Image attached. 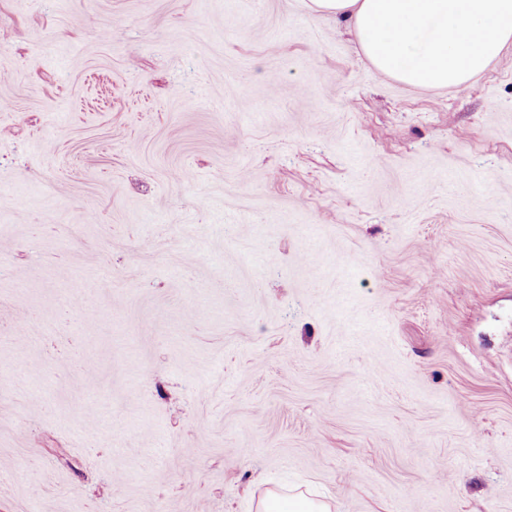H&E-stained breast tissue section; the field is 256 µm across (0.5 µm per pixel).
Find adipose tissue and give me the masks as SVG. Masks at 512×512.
Returning a JSON list of instances; mask_svg holds the SVG:
<instances>
[{
	"label": "adipose tissue",
	"mask_w": 512,
	"mask_h": 512,
	"mask_svg": "<svg viewBox=\"0 0 512 512\" xmlns=\"http://www.w3.org/2000/svg\"><path fill=\"white\" fill-rule=\"evenodd\" d=\"M347 22L371 65L414 87L467 86L512 43V0H308Z\"/></svg>",
	"instance_id": "ef3b65f1"
}]
</instances>
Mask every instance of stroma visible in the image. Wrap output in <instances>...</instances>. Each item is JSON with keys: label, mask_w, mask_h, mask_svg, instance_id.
I'll use <instances>...</instances> for the list:
<instances>
[{"label": "stroma", "mask_w": 512, "mask_h": 512, "mask_svg": "<svg viewBox=\"0 0 512 512\" xmlns=\"http://www.w3.org/2000/svg\"><path fill=\"white\" fill-rule=\"evenodd\" d=\"M304 2L0 0V512H512V45ZM307 1L346 21L379 73L414 87L461 89L512 41V0ZM329 505L306 493L269 492L260 500L258 512H329Z\"/></svg>", "instance_id": "1"}]
</instances>
